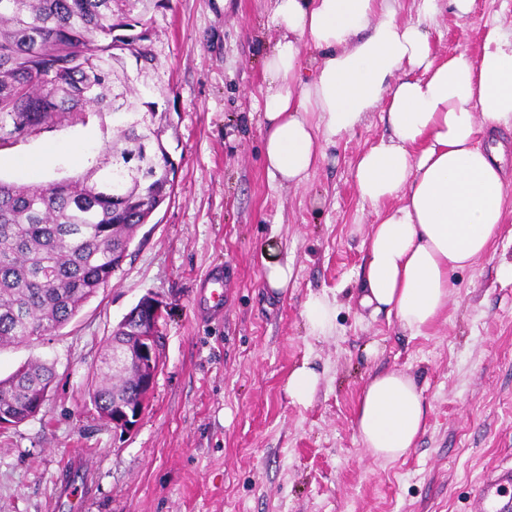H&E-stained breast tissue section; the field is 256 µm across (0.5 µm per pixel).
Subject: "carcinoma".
<instances>
[{"label":"carcinoma","mask_w":512,"mask_h":512,"mask_svg":"<svg viewBox=\"0 0 512 512\" xmlns=\"http://www.w3.org/2000/svg\"><path fill=\"white\" fill-rule=\"evenodd\" d=\"M117 0H0V145L61 114L107 110L113 137L84 173L47 184L0 182V347L71 321L174 191L163 143L165 112L142 102L127 74L155 66L149 21ZM114 327L88 396L102 418L141 397L135 367L120 359ZM53 372L29 361L0 379V420L26 421Z\"/></svg>","instance_id":"1"}]
</instances>
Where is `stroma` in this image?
Listing matches in <instances>:
<instances>
[{"label": "stroma", "instance_id": "obj_1", "mask_svg": "<svg viewBox=\"0 0 512 512\" xmlns=\"http://www.w3.org/2000/svg\"><path fill=\"white\" fill-rule=\"evenodd\" d=\"M122 7L152 22L156 67L133 86L170 118L174 192L76 317L0 349L1 379L30 359L55 372L42 411L0 434V512H480L481 478L512 465V278L501 272L512 264V181L490 252L450 273L447 311L410 334L356 299L377 211L352 170L388 133L380 112L325 146L301 186L279 183L260 156L272 0ZM492 15L511 30L512 0H475L463 23L439 16L435 53L477 54ZM112 136L111 113L60 116L0 146V180L78 175ZM268 259L293 269L284 292L266 285ZM215 266L224 314L202 319L196 285ZM312 293L336 307L328 335L307 333ZM147 294L162 303L163 364L137 427L123 433L87 391L106 337ZM305 361L320 386L302 407L285 383ZM392 371L416 379L427 416L414 448L384 461L363 448L354 420L365 383Z\"/></svg>", "mask_w": 512, "mask_h": 512}]
</instances>
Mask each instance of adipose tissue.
Returning <instances> with one entry per match:
<instances>
[{
	"mask_svg": "<svg viewBox=\"0 0 512 512\" xmlns=\"http://www.w3.org/2000/svg\"><path fill=\"white\" fill-rule=\"evenodd\" d=\"M275 0L279 36L264 60L263 159L280 183L301 185L324 157L323 144L351 135L382 111L389 138L369 146L352 177L377 207L358 303L395 317L418 335L448 308V272L485 256L504 221L499 127L512 124V35L484 21L477 55L445 59L430 28L441 13L465 20L475 0ZM316 55L304 62L302 50ZM426 409L415 379L373 376L355 426L374 458L414 447Z\"/></svg>",
	"mask_w": 512,
	"mask_h": 512,
	"instance_id": "adipose-tissue-1",
	"label": "adipose tissue"
}]
</instances>
